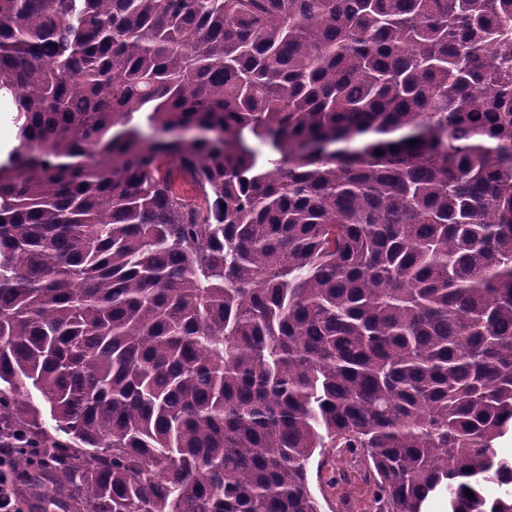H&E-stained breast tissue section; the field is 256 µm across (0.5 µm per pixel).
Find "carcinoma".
<instances>
[{"instance_id":"carcinoma-1","label":"carcinoma","mask_w":512,"mask_h":512,"mask_svg":"<svg viewBox=\"0 0 512 512\" xmlns=\"http://www.w3.org/2000/svg\"><path fill=\"white\" fill-rule=\"evenodd\" d=\"M1 98L31 512H512V0H0ZM13 112H7L6 105L0 102V152L4 154L17 145V129L12 120ZM318 460L317 456L311 470L310 486L322 504V512H371V487L365 482L360 469L351 467L335 450L327 457L321 473L317 467ZM343 472L346 474L345 478L339 475ZM335 477L336 483H327ZM320 491L326 500H323Z\"/></svg>"}]
</instances>
